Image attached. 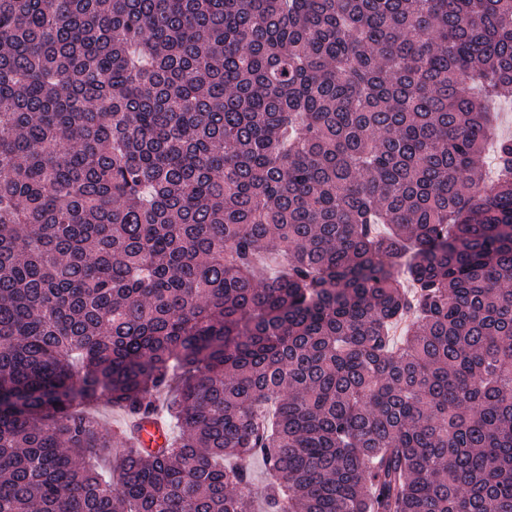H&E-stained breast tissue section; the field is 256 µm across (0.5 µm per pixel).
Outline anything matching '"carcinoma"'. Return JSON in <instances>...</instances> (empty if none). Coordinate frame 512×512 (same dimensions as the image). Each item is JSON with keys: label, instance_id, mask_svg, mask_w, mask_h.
Wrapping results in <instances>:
<instances>
[{"label": "carcinoma", "instance_id": "cac0c4a2", "mask_svg": "<svg viewBox=\"0 0 512 512\" xmlns=\"http://www.w3.org/2000/svg\"><path fill=\"white\" fill-rule=\"evenodd\" d=\"M511 98L512 0H0V512H512Z\"/></svg>", "mask_w": 512, "mask_h": 512}]
</instances>
